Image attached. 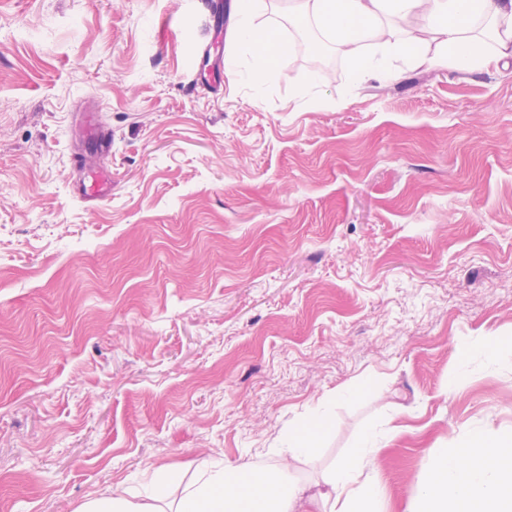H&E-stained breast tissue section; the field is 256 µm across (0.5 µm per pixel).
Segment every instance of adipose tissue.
Returning a JSON list of instances; mask_svg holds the SVG:
<instances>
[{
	"label": "adipose tissue",
	"instance_id": "1",
	"mask_svg": "<svg viewBox=\"0 0 512 512\" xmlns=\"http://www.w3.org/2000/svg\"><path fill=\"white\" fill-rule=\"evenodd\" d=\"M297 16L315 22L322 36L353 65L352 79L389 77L386 61L411 55L426 35L440 48L436 65L473 72L512 60V0H297ZM257 0H237L238 42L248 45V80L276 74L274 58L289 47L273 43L254 17ZM415 16L411 37L395 34L384 21ZM331 424L325 405L289 429L276 462L258 468L223 455L200 460L190 480L161 466L139 491L120 486L85 501L78 512H381L386 487L376 471L389 431L366 428L355 448L312 485L296 476L298 461L318 451ZM426 477L417 483L405 512H512V432L466 431L449 448L431 449Z\"/></svg>",
	"mask_w": 512,
	"mask_h": 512
}]
</instances>
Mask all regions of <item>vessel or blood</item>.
<instances>
[{"label": "vessel or blood", "mask_w": 512, "mask_h": 512, "mask_svg": "<svg viewBox=\"0 0 512 512\" xmlns=\"http://www.w3.org/2000/svg\"><path fill=\"white\" fill-rule=\"evenodd\" d=\"M78 126L83 149L74 159L72 192L84 203L94 204L112 193V171L99 163L112 150V136L94 109L80 112Z\"/></svg>", "instance_id": "b4317fda"}]
</instances>
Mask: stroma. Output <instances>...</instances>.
<instances>
[{"label":"stroma","instance_id":"stroma-1","mask_svg":"<svg viewBox=\"0 0 512 512\" xmlns=\"http://www.w3.org/2000/svg\"><path fill=\"white\" fill-rule=\"evenodd\" d=\"M289 52L223 95L191 88L198 0H0V512L86 499L220 454L273 464L319 402L305 482L370 425L386 512L428 449L512 431V65L348 59L263 0ZM112 132V195H72L75 112ZM468 346V373L457 349ZM457 378L449 388V378Z\"/></svg>","mask_w":512,"mask_h":512}]
</instances>
